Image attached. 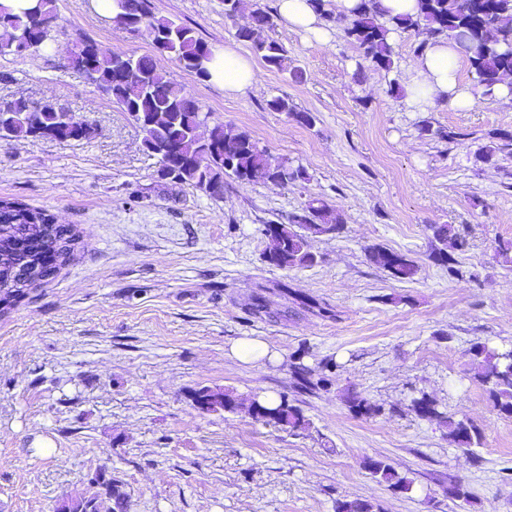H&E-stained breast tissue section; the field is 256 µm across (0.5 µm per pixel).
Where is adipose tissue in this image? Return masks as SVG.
Listing matches in <instances>:
<instances>
[{
    "label": "adipose tissue",
    "mask_w": 512,
    "mask_h": 512,
    "mask_svg": "<svg viewBox=\"0 0 512 512\" xmlns=\"http://www.w3.org/2000/svg\"><path fill=\"white\" fill-rule=\"evenodd\" d=\"M457 63L456 45L445 40L416 58L412 65L415 79L409 91L410 105L422 109L444 100L457 109L469 107L474 95L469 86L459 81ZM209 72L211 82L228 92L241 91L258 81L253 65L228 46L214 50Z\"/></svg>",
    "instance_id": "obj_1"
}]
</instances>
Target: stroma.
Returning a JSON list of instances; mask_svg holds the SVG:
<instances>
[{
  "instance_id": "1",
  "label": "stroma",
  "mask_w": 512,
  "mask_h": 512,
  "mask_svg": "<svg viewBox=\"0 0 512 512\" xmlns=\"http://www.w3.org/2000/svg\"><path fill=\"white\" fill-rule=\"evenodd\" d=\"M247 2L270 14L264 35L286 47L301 79L264 67L236 35L249 8L228 19L223 0L153 4L211 47L249 59L260 83L227 93L171 59L159 64L210 123L302 165L309 178L294 185L230 179L214 199L160 179L130 116L67 67L80 37L107 53L153 51L89 0H58L50 46L0 56V98L62 105L94 130L80 142L0 140V198L79 234L58 274L0 317V512H57L90 495L98 471L125 492L123 512H336L337 500L355 498L380 512H512V417L493 408L468 354L476 341L512 347V268L496 253L512 239V157L495 167L472 160L489 131L512 130V103L479 97L464 110H418L390 87L408 85L423 31L394 32V66L376 70L361 66L336 26L320 37L292 27L276 0ZM280 95L315 124L269 111ZM448 127L468 140L436 137ZM313 198L341 214L342 232L312 240L314 266H270L262 225L287 223ZM433 224L465 237L453 253L464 278L432 260ZM375 245L415 261V279L397 282L372 265ZM241 338L265 341L278 360L229 357ZM301 349L306 365L340 363L328 389L296 388ZM201 387L287 396L310 428L292 436L244 412H199L191 394ZM349 390L381 413L350 412ZM423 395L479 429L474 453L413 411ZM369 457L414 478V491L393 492L365 468ZM452 481L468 499L449 497Z\"/></svg>"
}]
</instances>
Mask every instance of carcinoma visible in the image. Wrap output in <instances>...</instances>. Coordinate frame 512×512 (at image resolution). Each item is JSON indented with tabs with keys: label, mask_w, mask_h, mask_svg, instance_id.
<instances>
[{
	"label": "carcinoma",
	"mask_w": 512,
	"mask_h": 512,
	"mask_svg": "<svg viewBox=\"0 0 512 512\" xmlns=\"http://www.w3.org/2000/svg\"><path fill=\"white\" fill-rule=\"evenodd\" d=\"M420 11L414 18L384 13L380 0H358L348 15L336 14L329 0H310L318 16L327 24L342 27L345 38L359 51V57L372 66L389 71L393 66V46L390 33L394 30L424 29L429 39L417 45L422 54L441 40L456 42L464 49L471 72L482 95H493L502 78L512 74V0H418ZM121 24L142 31L151 41L155 54L135 55L100 52L89 39H79L70 53L68 68L83 75L107 96L112 103L127 112L143 133V147L159 162L158 175L174 184L189 186L213 198H222L228 178L240 182L270 181L282 185L307 180L306 170L292 165L288 159L275 161L246 132L231 133L216 124L207 135L200 128L207 125L209 113L171 72L159 66L158 58L168 57L183 71L201 81L209 78L208 63L212 47L196 36L193 29L170 18L158 17L151 0H124ZM253 23L238 30L237 35L250 43L254 53L271 69L297 75L298 67L288 51L278 42L261 36L271 25V16L262 8L253 11ZM59 26L57 0H35V4L20 13L0 3V30L9 40L0 46V56L20 57L41 50L51 40ZM272 112H283L296 123L311 127L315 116L297 109L293 101L282 95L266 102ZM66 108L53 104H37L25 98L3 101L0 107V139H50L59 142L82 141L90 138L91 128L80 122L67 125L63 121ZM512 155V131L488 133L485 142L473 153L474 163L491 166L503 156ZM276 231L267 236L269 246L265 261L279 269L310 267L317 262L308 241L312 237H334L341 233L342 218L321 198L308 201L301 212L288 217V223L269 222ZM77 240L76 230L59 224L53 232L24 245L36 255L57 251L67 262ZM367 258L395 281H411L418 266L405 255L385 247L373 246ZM431 258L448 267V276L463 277L455 258L448 251L436 248ZM307 351L295 355V385L304 393H314L332 384L331 374L339 368L331 358L322 360L320 371L304 364ZM474 379L485 388L494 408L512 417V347L492 348L482 341L469 348ZM195 395H207L220 409L228 413L245 410L266 424L298 435L310 428L302 409L281 397L273 405L256 398L249 405L232 390L200 388ZM344 402L353 412L373 415L381 406L357 392H349ZM412 409L429 419H444L448 441L457 448L471 452L481 444L480 433L466 420L443 417L435 402L426 396L415 398ZM365 466L394 491L408 494L414 481L396 473L381 460L365 459ZM97 488L92 495L63 502L61 512H114L122 508L124 493L105 473L97 472L89 479ZM336 512H378V506L365 499L336 501Z\"/></svg>",
	"instance_id": "cac0c4a2"
}]
</instances>
